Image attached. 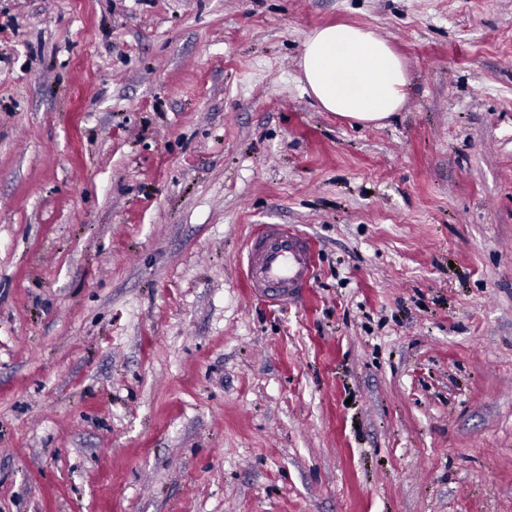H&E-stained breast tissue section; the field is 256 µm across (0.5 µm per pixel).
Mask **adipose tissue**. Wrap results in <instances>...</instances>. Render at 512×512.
<instances>
[{
	"label": "adipose tissue",
	"instance_id": "adipose-tissue-1",
	"mask_svg": "<svg viewBox=\"0 0 512 512\" xmlns=\"http://www.w3.org/2000/svg\"><path fill=\"white\" fill-rule=\"evenodd\" d=\"M300 67L307 90L328 112L364 123L388 119L407 94L402 58L380 32L350 24L315 31Z\"/></svg>",
	"mask_w": 512,
	"mask_h": 512
}]
</instances>
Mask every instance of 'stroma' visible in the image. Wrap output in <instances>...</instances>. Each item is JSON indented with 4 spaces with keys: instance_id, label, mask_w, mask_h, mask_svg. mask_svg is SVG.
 Wrapping results in <instances>:
<instances>
[{
    "instance_id": "obj_1",
    "label": "stroma",
    "mask_w": 512,
    "mask_h": 512,
    "mask_svg": "<svg viewBox=\"0 0 512 512\" xmlns=\"http://www.w3.org/2000/svg\"><path fill=\"white\" fill-rule=\"evenodd\" d=\"M339 23L389 119L305 90ZM0 512H512V0H0ZM300 67L307 90L327 112L364 123L388 119L407 94L402 58L380 32L350 24L315 31ZM249 288L277 304L299 299L315 275V249L285 224H261L246 247Z\"/></svg>"
}]
</instances>
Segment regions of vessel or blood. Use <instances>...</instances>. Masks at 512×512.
Instances as JSON below:
<instances>
[{"mask_svg": "<svg viewBox=\"0 0 512 512\" xmlns=\"http://www.w3.org/2000/svg\"><path fill=\"white\" fill-rule=\"evenodd\" d=\"M247 278L253 292L281 304L299 299L315 275V249L285 224L260 225L246 247Z\"/></svg>", "mask_w": 512, "mask_h": 512, "instance_id": "obj_1", "label": "vessel or blood"}]
</instances>
